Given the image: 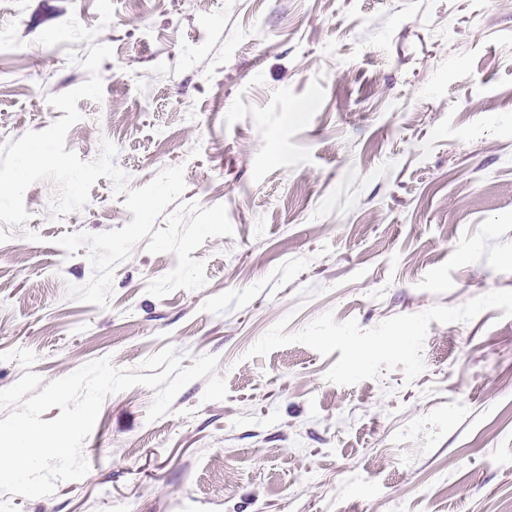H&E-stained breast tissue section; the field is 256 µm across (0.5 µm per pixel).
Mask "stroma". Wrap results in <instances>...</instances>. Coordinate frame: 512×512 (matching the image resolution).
Here are the masks:
<instances>
[{"mask_svg":"<svg viewBox=\"0 0 512 512\" xmlns=\"http://www.w3.org/2000/svg\"><path fill=\"white\" fill-rule=\"evenodd\" d=\"M0 0V144L61 118L88 80L38 43L76 17L112 47L103 99L66 150L102 140L131 187L184 166L182 202L224 205L233 233L193 258L206 284L158 298L176 257L136 246L100 307L67 233L132 215L98 178L81 211L0 242V390L166 346L214 355L228 394L187 384L104 401L90 464L0 512H503L512 505V0Z\"/></svg>","mask_w":512,"mask_h":512,"instance_id":"1","label":"stroma"}]
</instances>
